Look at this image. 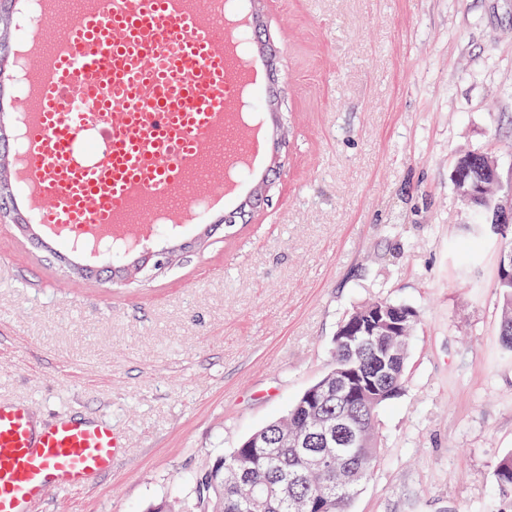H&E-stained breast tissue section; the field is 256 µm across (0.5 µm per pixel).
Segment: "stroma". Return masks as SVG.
<instances>
[{
    "label": "stroma",
    "mask_w": 512,
    "mask_h": 512,
    "mask_svg": "<svg viewBox=\"0 0 512 512\" xmlns=\"http://www.w3.org/2000/svg\"><path fill=\"white\" fill-rule=\"evenodd\" d=\"M282 143L268 200L191 240L172 224L133 280L0 223V402L37 419L110 418L123 446L87 490L40 512L193 503V478L287 414L332 363L345 314L417 310L408 379L380 412L381 453L349 512H481L512 454V362L498 344L499 239L461 268L474 217L458 155L512 199V0H263ZM486 154L483 157L480 154H475L473 158H470L468 162H474V160L483 168L484 180L491 184L498 183V174L495 164L488 166L486 163ZM459 161L454 167V182L456 191L459 194L465 195L472 201H479L480 196L484 190V186L480 182L469 179V163Z\"/></svg>",
    "instance_id": "obj_1"
}]
</instances>
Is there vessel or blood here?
Wrapping results in <instances>:
<instances>
[{
	"mask_svg": "<svg viewBox=\"0 0 512 512\" xmlns=\"http://www.w3.org/2000/svg\"><path fill=\"white\" fill-rule=\"evenodd\" d=\"M63 0H9L27 27L0 63V127L19 129L12 157L14 208L53 241L87 240L99 228L151 227L150 201L170 224H197L192 203L211 212L238 192L228 168L252 170L266 124L244 119L245 94L263 88L259 59H244L236 33L253 24L244 0H79L73 24L52 52L44 29ZM24 110H17V100ZM102 129L85 156L82 142ZM122 446L110 421H37L27 404L0 403V512H32L54 493L85 487L109 472Z\"/></svg>",
	"mask_w": 512,
	"mask_h": 512,
	"instance_id": "1",
	"label": "vessel or blood"
}]
</instances>
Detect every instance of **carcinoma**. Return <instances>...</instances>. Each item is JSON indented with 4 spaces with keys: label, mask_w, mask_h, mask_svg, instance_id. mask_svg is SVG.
I'll return each mask as SVG.
<instances>
[{
    "label": "carcinoma",
    "mask_w": 512,
    "mask_h": 512,
    "mask_svg": "<svg viewBox=\"0 0 512 512\" xmlns=\"http://www.w3.org/2000/svg\"><path fill=\"white\" fill-rule=\"evenodd\" d=\"M500 322L499 341L512 353V279L497 277ZM390 315L408 334H413L418 315L405 305L376 300L352 309L340 322L334 336L333 362L327 372L328 382L336 386V372L356 371L363 383L373 381L375 392L368 404L348 406L336 393H321L308 387L293 405L288 417L276 420L242 441L228 456L201 470L195 478L196 512H348L356 495L350 487V474L359 466L371 467L376 459L371 448H346L341 462L326 472L306 468L302 452L295 448V437L307 439L316 448L320 426L336 435V417L350 414L358 423L378 428L381 408L398 396L406 383L409 348L400 352L393 364L377 345L346 343L343 332L352 326L365 336L376 320ZM271 440L267 448L254 454L248 445L254 438ZM230 463L245 469V478L224 480V467ZM495 482L499 493L512 491V455L500 459L495 466Z\"/></svg>",
    "instance_id": "1"
}]
</instances>
